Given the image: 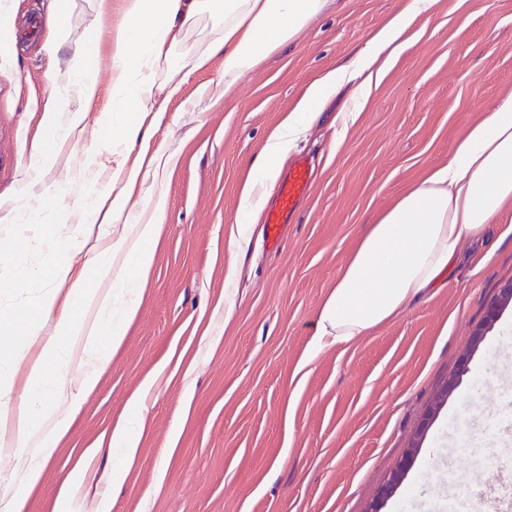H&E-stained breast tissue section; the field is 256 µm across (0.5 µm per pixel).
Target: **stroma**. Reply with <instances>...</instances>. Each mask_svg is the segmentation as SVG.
Returning <instances> with one entry per match:
<instances>
[{
	"label": "stroma",
	"instance_id": "1",
	"mask_svg": "<svg viewBox=\"0 0 512 512\" xmlns=\"http://www.w3.org/2000/svg\"><path fill=\"white\" fill-rule=\"evenodd\" d=\"M9 47L0 50V196H10L43 140L62 58L45 44L56 0H5ZM408 0H336L296 43L272 54L227 99L197 103L201 85L224 77L213 59L191 73L167 104L148 145L142 211L164 197L163 227L148 273L126 288L139 311L66 439L53 447L25 512H55L71 471H87L84 512L107 491L111 512H365L402 459L435 392L463 355L470 371L431 422L414 463L384 512H441L447 473L471 481L496 447L488 439L512 388V306L480 346L472 333L499 288L512 280V207L483 238L466 239L449 273L374 335L314 351V323L346 257L369 224L455 151L469 125L512 95V0H435L366 96L337 90L303 126L280 170L306 157L316 173L289 216L277 248L263 222H236L250 159L309 86L363 49ZM95 20L93 0H73L74 36L96 30L101 94L78 144L66 146L45 184L61 188L60 230L83 264L96 246L72 218L85 192L74 184L103 131L95 114L112 96L109 44L121 21ZM242 245H234L235 237ZM24 245L25 285L50 286L48 241L29 224L0 222V243ZM235 279H228L229 271ZM235 312L224 316V301ZM151 388H144V381ZM139 397L142 430L133 459L108 451L117 419ZM118 482H111V473Z\"/></svg>",
	"mask_w": 512,
	"mask_h": 512
}]
</instances>
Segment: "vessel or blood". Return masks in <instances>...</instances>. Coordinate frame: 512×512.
I'll return each mask as SVG.
<instances>
[{
  "mask_svg": "<svg viewBox=\"0 0 512 512\" xmlns=\"http://www.w3.org/2000/svg\"><path fill=\"white\" fill-rule=\"evenodd\" d=\"M310 182L309 165L305 159H297L288 177L275 187V204L266 215L265 233L269 240L278 241L288 214L304 196ZM486 498L497 503L512 498V455L501 453L493 456L492 466L477 473L468 488L448 485V512H471L474 499Z\"/></svg>",
  "mask_w": 512,
  "mask_h": 512,
  "instance_id": "1",
  "label": "vessel or blood"
}]
</instances>
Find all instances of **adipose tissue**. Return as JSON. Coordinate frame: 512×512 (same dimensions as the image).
I'll list each match as a JSON object with an SVG mask.
<instances>
[{"instance_id":"obj_1","label":"adipose tissue","mask_w":512,"mask_h":512,"mask_svg":"<svg viewBox=\"0 0 512 512\" xmlns=\"http://www.w3.org/2000/svg\"><path fill=\"white\" fill-rule=\"evenodd\" d=\"M331 0H123V23L111 45L113 95L96 116L106 138L92 163L109 168L127 143L146 138V118H161L177 97L185 77L224 58V82L205 85L199 100L226 97L270 55L292 45L299 33L325 13ZM434 0H410L371 40L367 57L398 50L416 16ZM209 15L215 22L205 40L183 51L186 27ZM49 55L66 51L54 74L55 102L44 110L43 123L53 150L32 158L17 197H1L0 210L12 213L17 198L42 185L60 151L79 142L99 94L94 71L97 43L93 36L73 38L70 24L58 23ZM347 77L346 68L331 71L308 91L306 100L269 139L255 162L254 177L240 195V211L256 219L264 191L275 182L280 161L304 120L313 118ZM109 191L77 208L79 219L98 227L97 246L83 269H75L72 244L47 227V205L30 208L26 223L37 224L50 240L54 286L32 306L42 325H28L20 348L0 354V447L14 462V488L0 494V512H23L28 492L42 477L52 447L69 432L82 399L94 391L125 339V325L137 313L138 301L124 304L114 317L115 289L125 287L129 270L148 272L152 244L165 212L157 200L149 216L132 217V195L139 167L110 168ZM512 205V96L471 124L448 160L410 187L369 227L357 250L346 260L314 324V347L348 346L402 314L408 303L450 269L463 239L482 236L506 206ZM96 287H88V277ZM25 362L21 387L12 370Z\"/></svg>"}]
</instances>
